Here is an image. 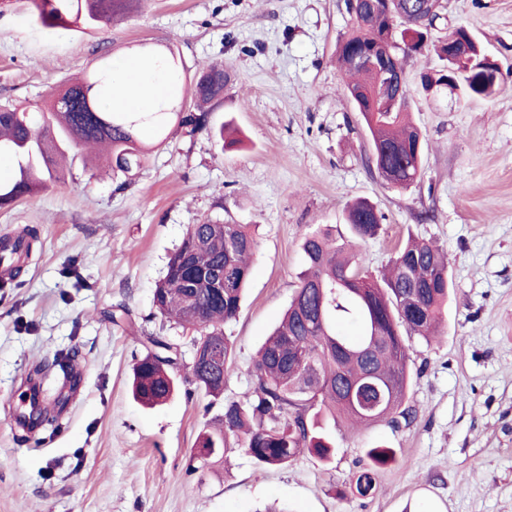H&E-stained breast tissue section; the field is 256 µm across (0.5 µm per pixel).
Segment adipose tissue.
Here are the masks:
<instances>
[{
	"instance_id": "ef3b65f1",
	"label": "adipose tissue",
	"mask_w": 512,
	"mask_h": 512,
	"mask_svg": "<svg viewBox=\"0 0 512 512\" xmlns=\"http://www.w3.org/2000/svg\"><path fill=\"white\" fill-rule=\"evenodd\" d=\"M113 90L105 98L102 109L150 111L169 90L167 77L154 62L143 54L121 58L112 67Z\"/></svg>"
}]
</instances>
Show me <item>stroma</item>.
Returning <instances> with one entry per match:
<instances>
[{"instance_id": "stroma-1", "label": "stroma", "mask_w": 512, "mask_h": 512, "mask_svg": "<svg viewBox=\"0 0 512 512\" xmlns=\"http://www.w3.org/2000/svg\"><path fill=\"white\" fill-rule=\"evenodd\" d=\"M352 25L345 0H142L83 32L44 28L19 0H0L2 106H43L64 81L144 48L174 55L189 78L214 61L231 73L205 129L173 121L163 135L141 132L152 150L134 180L74 149L63 181L0 210V237L37 235L22 274L0 280V512H512V0H441L429 48L409 55V110L426 144L405 190L371 163L336 61ZM461 25L500 66L492 98L422 87L442 66L435 45ZM227 122L241 138L229 149L210 133ZM356 199L383 228L362 247L370 271L409 232L450 262L441 336L410 349L415 422L337 425L327 464L304 451L263 468L238 451L201 466L197 439L223 403L187 381L194 332L152 304L169 256L194 224L255 228L246 295L224 328L236 361L224 395L238 398L298 286L303 239L319 226L349 236ZM151 334L184 360L174 397L155 408L130 392ZM44 365L53 420L29 435L16 403ZM378 443L396 451L379 492L350 493Z\"/></svg>"}]
</instances>
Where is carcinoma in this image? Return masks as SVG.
Here are the masks:
<instances>
[{
    "mask_svg": "<svg viewBox=\"0 0 512 512\" xmlns=\"http://www.w3.org/2000/svg\"><path fill=\"white\" fill-rule=\"evenodd\" d=\"M30 17L46 28L95 29L112 23L139 0H20ZM438 0H346L347 11L359 25L339 42L337 59L352 77L347 90L362 113L372 142L381 154L379 176L397 189L420 177L423 136L408 110V90L391 102L375 106L364 91L394 87L405 73V57L418 45L400 48L409 28L397 31L396 20L408 24L420 13L432 25L437 13L426 5ZM173 98L156 111L102 112L97 96L109 70L89 79L60 86L33 110L20 105L0 108V156L15 161L13 176L0 182V209L12 207L61 181L63 162L71 146L104 145L114 167L129 174L140 169L146 146L143 126L162 134L172 119L193 130L206 126V115L224 100L229 76L224 62L199 69L191 80L195 111H180L183 73L176 58L164 55ZM458 86L471 98H486L476 75L458 67ZM381 217L373 205L358 200L347 210L350 239L336 238L317 228L302 244L305 269L280 325L265 341L247 368L250 389L239 399L224 400L223 413L200 434L195 457L206 467L236 440L262 467H283L303 449L328 462L335 453L331 424L351 426L387 421L410 425L416 411L406 404L410 387L409 341L435 337L448 302L450 279L446 255L432 242L409 236L374 275L364 264L362 243L380 230ZM257 246L249 226L219 221L193 224L170 255L164 276L153 291V306L167 321L200 333L194 341L189 381L208 395L224 394L233 365V343L224 325L241 308ZM357 326L354 336L341 325ZM157 348L133 367L132 395L141 403H166L176 389L169 350L177 345L148 337ZM367 467L351 487L365 496L378 489L381 470L395 461V450L377 445L366 450Z\"/></svg>",
    "mask_w": 512,
    "mask_h": 512,
    "instance_id": "obj_1",
    "label": "carcinoma"
}]
</instances>
